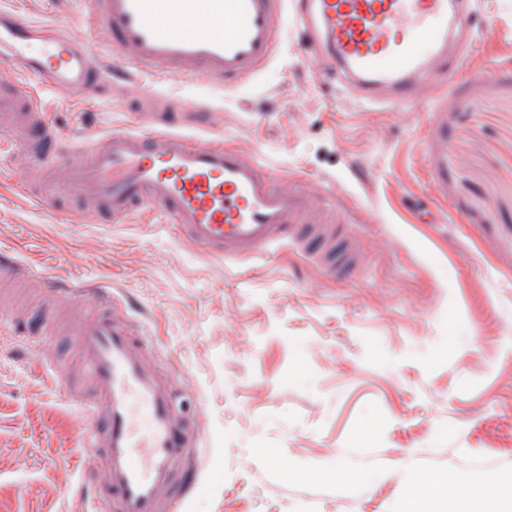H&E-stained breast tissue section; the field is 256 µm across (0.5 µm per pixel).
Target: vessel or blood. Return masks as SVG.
Instances as JSON below:
<instances>
[{
  "label": "vessel or blood",
  "mask_w": 512,
  "mask_h": 512,
  "mask_svg": "<svg viewBox=\"0 0 512 512\" xmlns=\"http://www.w3.org/2000/svg\"><path fill=\"white\" fill-rule=\"evenodd\" d=\"M85 19L108 37L91 53L67 30L36 24L0 7V74L14 73L81 97L105 86L132 93L137 125L95 138L87 159L67 171V190L91 212L125 217L134 206L163 211L190 242L220 256L260 254L288 228L304 230L308 195L276 185L260 162L237 150L199 144L187 125L214 131L220 114L199 103L178 111L133 76L191 77L229 87L272 60L279 23L292 15L301 50L316 59L315 85L339 83L358 100L405 103L431 84L448 58L449 0H81ZM0 112L14 124L17 165L40 177L63 154L60 135L16 86L0 83ZM32 272L0 251V283ZM44 303L92 296L100 311L76 323L81 365L91 385L83 405L96 455L84 472L83 512H181L198 474L187 467L201 444L176 406L172 377L140 323L111 289L65 280L46 283Z\"/></svg>",
  "instance_id": "obj_1"
}]
</instances>
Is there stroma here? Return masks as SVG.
Here are the masks:
<instances>
[{
	"instance_id": "1",
	"label": "stroma",
	"mask_w": 512,
	"mask_h": 512,
	"mask_svg": "<svg viewBox=\"0 0 512 512\" xmlns=\"http://www.w3.org/2000/svg\"><path fill=\"white\" fill-rule=\"evenodd\" d=\"M93 53L102 34L78 0H6ZM465 54L449 47L446 91L406 105L360 104L313 84L292 43L235 89L157 82L223 115L218 145L310 194L343 225L360 262L330 275L314 241L218 259L147 206L124 220L85 213L66 191L36 206L0 156V248L54 278L119 290L179 374L182 416L206 438L185 512H472L512 506V0H474ZM68 143L129 127L111 93L39 87ZM42 353L0 325V512H81L94 451L68 337Z\"/></svg>"
}]
</instances>
